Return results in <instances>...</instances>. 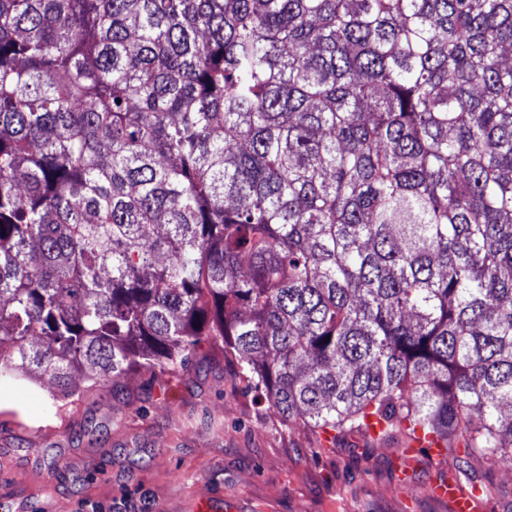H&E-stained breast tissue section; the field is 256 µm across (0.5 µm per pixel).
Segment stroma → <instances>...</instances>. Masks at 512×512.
<instances>
[{"label": "stroma", "instance_id": "obj_1", "mask_svg": "<svg viewBox=\"0 0 512 512\" xmlns=\"http://www.w3.org/2000/svg\"><path fill=\"white\" fill-rule=\"evenodd\" d=\"M357 434L320 447L245 388L217 348L176 371L132 372L78 388L0 379V507L5 512H195L204 497L239 512H451L428 483L478 488L482 512H512V466L494 454L432 462Z\"/></svg>", "mask_w": 512, "mask_h": 512}]
</instances>
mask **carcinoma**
Here are the masks:
<instances>
[{
	"label": "carcinoma",
	"instance_id": "obj_1",
	"mask_svg": "<svg viewBox=\"0 0 512 512\" xmlns=\"http://www.w3.org/2000/svg\"><path fill=\"white\" fill-rule=\"evenodd\" d=\"M206 342L512 461V0H0V374Z\"/></svg>",
	"mask_w": 512,
	"mask_h": 512
}]
</instances>
